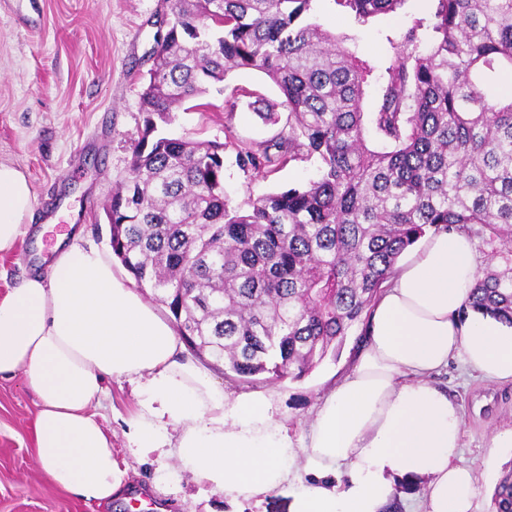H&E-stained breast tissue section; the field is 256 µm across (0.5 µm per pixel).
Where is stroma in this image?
Instances as JSON below:
<instances>
[{
	"mask_svg": "<svg viewBox=\"0 0 512 512\" xmlns=\"http://www.w3.org/2000/svg\"><path fill=\"white\" fill-rule=\"evenodd\" d=\"M314 14L371 73L363 101L371 111L403 31L429 11L427 0H407L395 14L360 26L333 0H316ZM25 0H0V163L21 171L32 191L26 236L14 252L0 256V295L23 278L46 271L58 235L74 232L80 244L111 254L103 206L113 183L126 173L131 138L142 125L140 97L153 64L151 51L165 0H37L36 23L23 21ZM249 96L237 95V88ZM203 107L177 111L166 132L200 141L226 143L224 188L233 203L305 183L316 159H300L272 173L244 174L235 164L234 144L266 145L282 129L263 121L278 111L276 86L252 70L230 73L221 91L210 92ZM363 328L355 326L338 357H326L308 376L294 381L258 377L246 384L213 370L230 392H269L291 430L302 431L321 396L351 366ZM463 410L458 459L478 473L502 476L512 469V452L491 454L489 437L512 424V385L488 384L458 362L436 376ZM99 412L112 436V453L122 487L110 504L86 501L53 487L36 457L32 422L38 398L21 376L0 379V512H125L128 496H140L148 512H227L212 494L173 460L145 458L132 449L125 421L138 399L128 382L107 381ZM171 474L156 479L162 467Z\"/></svg>",
	"mask_w": 512,
	"mask_h": 512,
	"instance_id": "stroma-1",
	"label": "stroma"
}]
</instances>
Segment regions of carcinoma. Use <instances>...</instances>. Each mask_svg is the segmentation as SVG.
<instances>
[{
  "label": "carcinoma",
  "instance_id": "obj_1",
  "mask_svg": "<svg viewBox=\"0 0 512 512\" xmlns=\"http://www.w3.org/2000/svg\"><path fill=\"white\" fill-rule=\"evenodd\" d=\"M315 0H166L143 125L112 188V253L178 335L243 381L301 380L429 232L492 245L467 308L512 323V0H431L402 34L373 111L369 70L314 18ZM359 25L406 0H333ZM431 31L427 46L423 32ZM238 69L279 90L286 122L245 174L316 157V177L234 205L218 141L171 138L173 112ZM512 512V470L492 496Z\"/></svg>",
  "mask_w": 512,
  "mask_h": 512
}]
</instances>
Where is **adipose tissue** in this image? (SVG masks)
I'll return each mask as SVG.
<instances>
[{"instance_id": "1", "label": "adipose tissue", "mask_w": 512, "mask_h": 512, "mask_svg": "<svg viewBox=\"0 0 512 512\" xmlns=\"http://www.w3.org/2000/svg\"><path fill=\"white\" fill-rule=\"evenodd\" d=\"M32 206L25 176L0 164V253ZM480 265L464 232L421 238L368 310L350 371L296 436L270 394L218 385L111 261L76 242L57 248L48 277L0 297V378L21 376L40 401L34 446L49 482L88 501L121 486L96 413L116 379L139 397L132 447L174 459L232 512L283 484L289 512H386L405 478L423 484L415 512H481L477 473L456 460L462 408L432 381L455 360L512 382V325L466 309Z\"/></svg>"}]
</instances>
